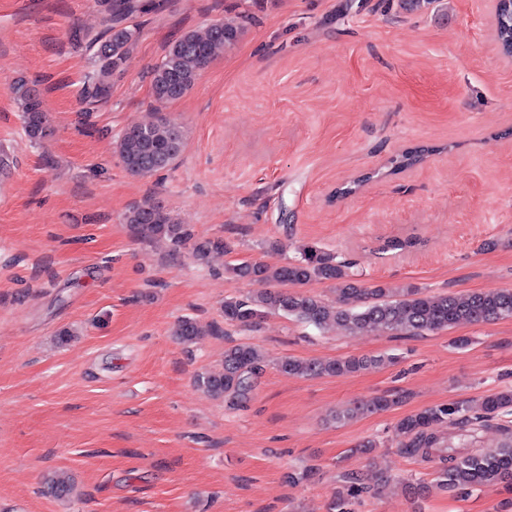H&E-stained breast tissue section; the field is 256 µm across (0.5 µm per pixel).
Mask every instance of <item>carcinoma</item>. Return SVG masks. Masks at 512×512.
Segmentation results:
<instances>
[{"instance_id":"carcinoma-1","label":"carcinoma","mask_w":512,"mask_h":512,"mask_svg":"<svg viewBox=\"0 0 512 512\" xmlns=\"http://www.w3.org/2000/svg\"><path fill=\"white\" fill-rule=\"evenodd\" d=\"M101 6L102 29L82 36L94 61L82 91L83 99L90 105L111 96L112 76L126 64L138 40L139 32L125 24V20L135 13L160 11L164 3L161 0H101ZM495 20L499 47L504 54L512 56V0H497ZM245 34L244 25L235 19L216 22L202 34L193 30L182 33L168 45L162 61L150 71L154 101L164 104L181 99L216 53L233 48ZM15 94L24 132L30 143L39 145L49 135L41 101L24 80L16 82ZM184 149L182 132L161 120L130 126L117 142L123 168L140 177L172 167ZM124 223L141 238L167 242L174 253L191 246L192 255L199 262L224 249L221 239H194L191 225L174 218L153 202L131 207L124 215ZM226 272L235 279L257 285V289L245 296L224 299L222 313L224 322L229 325L252 326L270 313L281 312L318 329L337 326L351 335L373 331L407 335L512 317V288L430 294L412 285L393 287L380 283L366 287L351 272L349 263L316 246L306 247L299 259L284 264L243 260L229 265ZM313 280L333 284L336 302H325L304 291L281 289L288 284L304 286ZM173 336L184 344H191L201 336V329L196 321L184 317L176 323ZM382 362L381 357L364 356L332 360L288 357L281 361L279 370L303 378L338 377L359 373ZM261 370L259 350L251 344H237L224 350L223 368L198 374L196 384L230 407H244L252 398L255 379ZM393 404L394 401L385 396L355 402L337 412L336 419L375 413ZM503 412H512V389L487 394L475 407L468 402L429 406L396 422L397 446L403 453L423 461H439L436 479L445 490L463 494L492 486L511 490L512 438L492 451L459 455L452 447L444 445L438 433V427L446 421H454L465 428L474 414L488 418ZM73 490L74 480L65 474L46 480V491L55 498H67ZM359 492L360 488L353 482L337 487L334 498L338 512H347L346 505Z\"/></svg>"}]
</instances>
